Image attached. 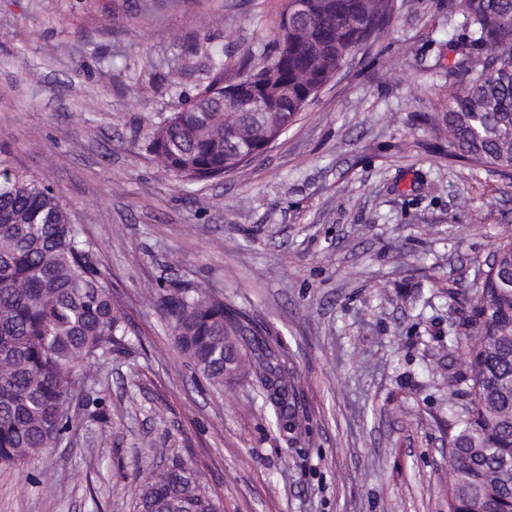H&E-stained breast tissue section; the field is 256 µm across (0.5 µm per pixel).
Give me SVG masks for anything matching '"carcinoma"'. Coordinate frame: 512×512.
I'll list each match as a JSON object with an SVG mask.
<instances>
[{
    "mask_svg": "<svg viewBox=\"0 0 512 512\" xmlns=\"http://www.w3.org/2000/svg\"><path fill=\"white\" fill-rule=\"evenodd\" d=\"M317 26L330 41L306 33L281 37L282 14L272 20V39L257 54L247 50L235 67L220 59L211 80L155 126L148 148L186 184L218 179L235 171L231 141L219 113L222 80L244 73L265 83L269 93L288 83V106L273 99L270 127L253 130V149L272 127L297 121L351 50L380 38L395 10L394 0H308ZM460 27L466 42L446 66L448 93L442 122L448 156L494 172H512V0H464ZM500 46L499 54L472 65L471 46ZM493 264L480 272L462 327L475 334L465 402L448 408L453 420L448 463L452 482L448 512H512V240L498 245ZM162 311L177 348L208 384L251 376L272 423L290 435L299 418L294 372L268 345L264 329L246 311L190 280L164 287ZM125 318L100 267L94 244L58 193L40 178L12 166L0 151V466H22L57 445L76 427L80 414L64 416L60 402L79 397L83 409L99 407L93 377L85 370L124 348ZM238 350L239 367L224 372V352ZM139 512H215L216 501L198 469L173 459L140 493Z\"/></svg>",
    "mask_w": 512,
    "mask_h": 512,
    "instance_id": "cac0c4a2",
    "label": "carcinoma"
}]
</instances>
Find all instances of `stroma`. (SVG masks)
<instances>
[{
    "mask_svg": "<svg viewBox=\"0 0 512 512\" xmlns=\"http://www.w3.org/2000/svg\"><path fill=\"white\" fill-rule=\"evenodd\" d=\"M281 0H0V149L50 183L98 245L125 314L95 368L104 410L0 467V512H137L157 466L199 468L223 512H448V332L496 243L512 177L446 155L448 0H396L387 35L267 152L178 181L155 124L218 51L272 38ZM248 312L297 372L288 443L249 382L214 391L175 346L160 285Z\"/></svg>",
    "mask_w": 512,
    "mask_h": 512,
    "instance_id": "obj_1",
    "label": "stroma"
}]
</instances>
